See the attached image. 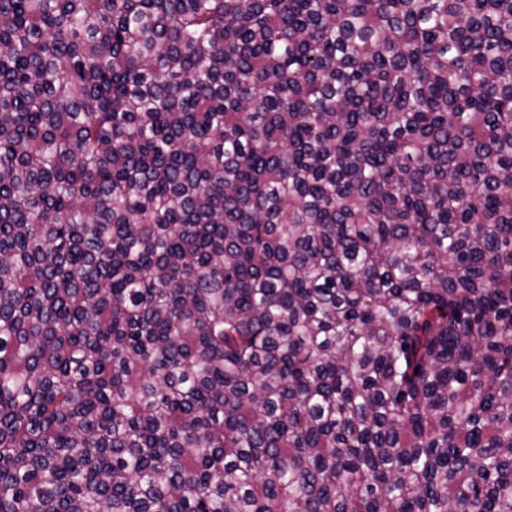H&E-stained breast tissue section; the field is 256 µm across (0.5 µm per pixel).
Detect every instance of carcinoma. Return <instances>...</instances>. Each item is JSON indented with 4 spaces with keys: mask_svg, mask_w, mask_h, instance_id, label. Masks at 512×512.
<instances>
[{
    "mask_svg": "<svg viewBox=\"0 0 512 512\" xmlns=\"http://www.w3.org/2000/svg\"><path fill=\"white\" fill-rule=\"evenodd\" d=\"M0 512H512V0H0Z\"/></svg>",
    "mask_w": 512,
    "mask_h": 512,
    "instance_id": "1",
    "label": "carcinoma"
}]
</instances>
